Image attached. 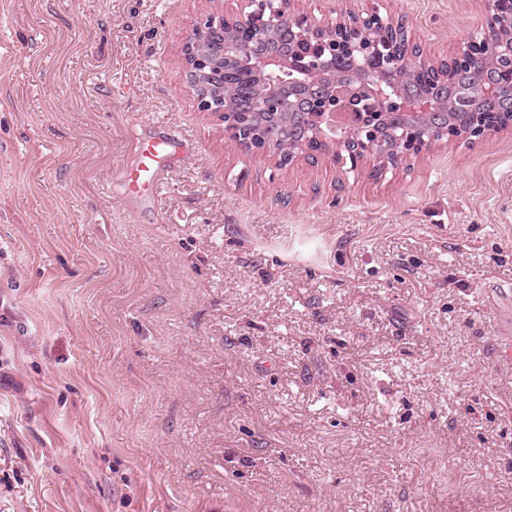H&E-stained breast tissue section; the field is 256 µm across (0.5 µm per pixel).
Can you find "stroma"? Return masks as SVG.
<instances>
[{
  "label": "stroma",
  "instance_id": "1",
  "mask_svg": "<svg viewBox=\"0 0 512 512\" xmlns=\"http://www.w3.org/2000/svg\"><path fill=\"white\" fill-rule=\"evenodd\" d=\"M239 6L0 0V512H512V131L378 176L244 155L181 65ZM294 6L380 7L434 64L482 28ZM185 144L174 132H164L149 141L140 161L125 168L120 177L123 193L132 197H153L158 193L162 173L171 166Z\"/></svg>",
  "mask_w": 512,
  "mask_h": 512
}]
</instances>
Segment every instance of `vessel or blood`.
<instances>
[{
  "mask_svg": "<svg viewBox=\"0 0 512 512\" xmlns=\"http://www.w3.org/2000/svg\"><path fill=\"white\" fill-rule=\"evenodd\" d=\"M184 147L183 141L172 132L148 142L139 162L122 171L120 186L132 197H152L158 192L162 173L171 166L175 155Z\"/></svg>",
  "mask_w": 512,
  "mask_h": 512,
  "instance_id": "vessel-or-blood-1",
  "label": "vessel or blood"
}]
</instances>
